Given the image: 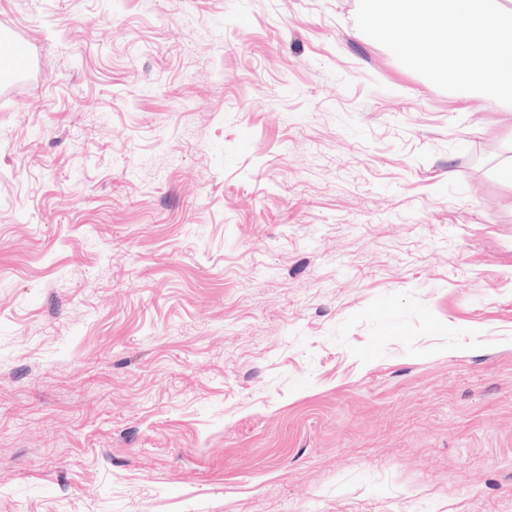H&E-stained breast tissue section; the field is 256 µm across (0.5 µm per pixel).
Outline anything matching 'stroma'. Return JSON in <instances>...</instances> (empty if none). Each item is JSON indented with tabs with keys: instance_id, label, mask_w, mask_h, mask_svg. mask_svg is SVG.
I'll return each mask as SVG.
<instances>
[{
	"instance_id": "stroma-1",
	"label": "stroma",
	"mask_w": 512,
	"mask_h": 512,
	"mask_svg": "<svg viewBox=\"0 0 512 512\" xmlns=\"http://www.w3.org/2000/svg\"><path fill=\"white\" fill-rule=\"evenodd\" d=\"M358 0H0V512H512V108Z\"/></svg>"
}]
</instances>
